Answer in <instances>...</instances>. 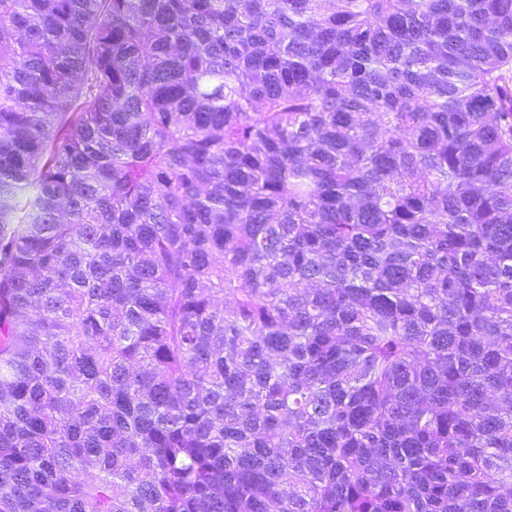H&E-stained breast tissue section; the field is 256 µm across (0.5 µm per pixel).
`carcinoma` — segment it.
<instances>
[{
	"instance_id": "carcinoma-1",
	"label": "carcinoma",
	"mask_w": 512,
	"mask_h": 512,
	"mask_svg": "<svg viewBox=\"0 0 512 512\" xmlns=\"http://www.w3.org/2000/svg\"><path fill=\"white\" fill-rule=\"evenodd\" d=\"M0 512H512V0H0Z\"/></svg>"
}]
</instances>
